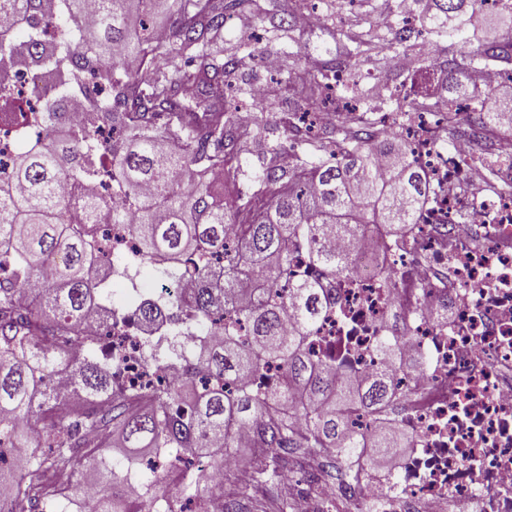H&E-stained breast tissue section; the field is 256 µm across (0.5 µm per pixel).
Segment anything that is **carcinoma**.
<instances>
[{
	"label": "carcinoma",
	"mask_w": 512,
	"mask_h": 512,
	"mask_svg": "<svg viewBox=\"0 0 512 512\" xmlns=\"http://www.w3.org/2000/svg\"><path fill=\"white\" fill-rule=\"evenodd\" d=\"M0 0V128L25 127L10 63L27 56L48 93L40 113L44 135L20 144L8 183H0V512H62L66 500L91 489L92 512H140L150 494L174 512V500L206 499L209 487L165 462L132 480L164 450L190 464L224 471L233 430L253 431L266 448H305L339 459L383 454L397 446L395 429L366 438L352 411L380 406L390 384L379 375L359 388L338 382L333 366L307 354L327 308L326 283L355 271V259L332 241L338 236L400 233L420 220L430 190L403 130L412 116L441 112L448 142L491 129L512 114V93L471 80L487 59L512 60V0L495 9L494 33H471L487 0H363L362 28H332L335 42L318 70L302 51L288 53L283 80L296 139L287 143L256 116L276 99L256 96L246 68L255 58L242 41L224 55L228 16L269 19V42L295 41L296 17L306 0L285 8L261 0ZM412 12L420 30L452 39L460 50L439 64L415 60L417 90L385 87L380 104L352 78L356 62L388 70L405 53L403 25ZM172 17L158 43L154 16ZM54 27L53 37L44 35ZM112 67V82L90 90L83 115L61 107L68 93ZM333 105L343 120L327 139L315 131L311 104ZM496 104L493 109L485 103ZM254 113L243 128L238 113ZM395 113L384 132L367 117ZM112 130L106 144L99 132ZM250 140L256 150L242 149ZM225 170L242 184L224 201L212 173ZM109 177L112 193L90 205L95 217L64 222L83 185ZM127 224L140 257L156 273L193 279L182 294L133 303L154 354L180 364L186 377L112 399V357L79 355L60 343L76 336L91 312L112 324L106 280L115 274L102 250L100 224ZM240 225L239 236L227 230ZM220 324L224 337L192 332L183 352L171 339L183 325ZM69 370L70 390L57 391L54 367ZM276 379L259 391L252 379ZM303 401L305 434L296 432L293 406ZM138 448L141 457L116 455Z\"/></svg>",
	"instance_id": "obj_1"
}]
</instances>
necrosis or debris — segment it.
<instances>
[{
  "label": "necrosis or debris",
  "mask_w": 512,
  "mask_h": 512,
  "mask_svg": "<svg viewBox=\"0 0 512 512\" xmlns=\"http://www.w3.org/2000/svg\"><path fill=\"white\" fill-rule=\"evenodd\" d=\"M405 135L433 191L401 235L337 238L360 263L379 250L381 264L337 279L311 353L335 355L345 380L391 379L392 397L355 425L402 430L410 446L389 464L357 459L343 490L351 512H512V198L455 194L478 169L464 143L439 154L425 119ZM462 209L476 222L457 223ZM106 332L114 392L180 378L155 362L141 326L94 319L93 335ZM386 336L399 347L391 360L379 353Z\"/></svg>",
  "instance_id": "1"
}]
</instances>
